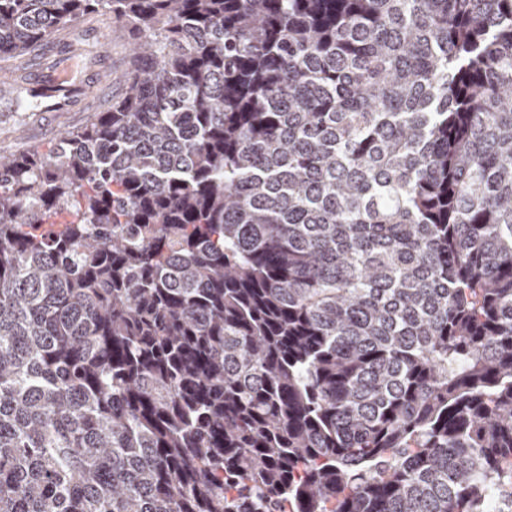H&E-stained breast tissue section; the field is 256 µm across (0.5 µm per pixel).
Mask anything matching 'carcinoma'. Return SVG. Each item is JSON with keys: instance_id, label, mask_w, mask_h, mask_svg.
I'll list each match as a JSON object with an SVG mask.
<instances>
[{"instance_id": "carcinoma-1", "label": "carcinoma", "mask_w": 512, "mask_h": 512, "mask_svg": "<svg viewBox=\"0 0 512 512\" xmlns=\"http://www.w3.org/2000/svg\"><path fill=\"white\" fill-rule=\"evenodd\" d=\"M99 10L123 95L0 157V512H512V0H0V61Z\"/></svg>"}]
</instances>
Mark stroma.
<instances>
[{
  "mask_svg": "<svg viewBox=\"0 0 512 512\" xmlns=\"http://www.w3.org/2000/svg\"><path fill=\"white\" fill-rule=\"evenodd\" d=\"M131 41L127 27L99 11L57 33L46 45L39 68L13 77L0 73V155L49 151L66 130L104 111L125 88ZM57 79L80 90L68 106L56 112L17 110L16 100L26 85Z\"/></svg>",
  "mask_w": 512,
  "mask_h": 512,
  "instance_id": "1",
  "label": "stroma"
}]
</instances>
